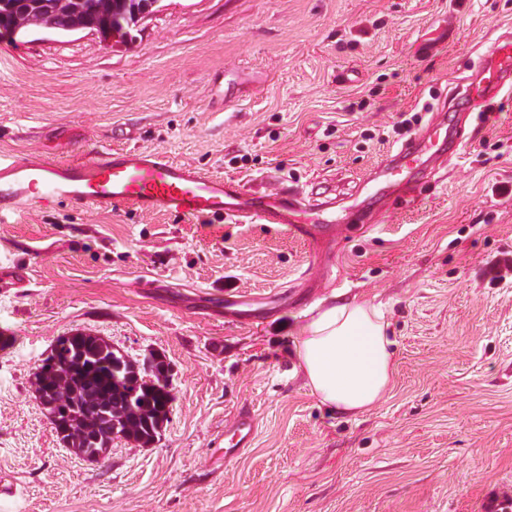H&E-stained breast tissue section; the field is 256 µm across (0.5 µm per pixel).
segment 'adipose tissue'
I'll return each mask as SVG.
<instances>
[{
    "label": "adipose tissue",
    "instance_id": "ef3b65f1",
    "mask_svg": "<svg viewBox=\"0 0 512 512\" xmlns=\"http://www.w3.org/2000/svg\"><path fill=\"white\" fill-rule=\"evenodd\" d=\"M386 329L379 308L356 301L318 308L299 329L294 354L321 405L359 415L382 400L394 373Z\"/></svg>",
    "mask_w": 512,
    "mask_h": 512
}]
</instances>
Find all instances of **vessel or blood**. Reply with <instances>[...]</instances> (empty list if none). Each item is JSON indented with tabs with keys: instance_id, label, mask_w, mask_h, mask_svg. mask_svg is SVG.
I'll return each instance as SVG.
<instances>
[{
	"instance_id": "b4317fda",
	"label": "vessel or blood",
	"mask_w": 512,
	"mask_h": 512,
	"mask_svg": "<svg viewBox=\"0 0 512 512\" xmlns=\"http://www.w3.org/2000/svg\"><path fill=\"white\" fill-rule=\"evenodd\" d=\"M456 89L473 108L501 91L512 93V36L497 37ZM448 130L429 126L415 142L403 145L373 179L376 200L390 198L396 187L411 189L429 163L445 155ZM61 204L78 208H135L145 213L173 212L186 217L214 215L235 223L280 224L295 237L314 241L336 232L335 208L310 206L293 190L255 194L241 182L212 176L168 159L158 151L137 148L93 150L87 159L49 162L31 156L0 155V216L21 210H49ZM257 432L255 418L239 412L224 449L232 461L249 448Z\"/></svg>"
}]
</instances>
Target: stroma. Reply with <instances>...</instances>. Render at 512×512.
<instances>
[{
    "instance_id": "35a3bbf8",
    "label": "stroma",
    "mask_w": 512,
    "mask_h": 512,
    "mask_svg": "<svg viewBox=\"0 0 512 512\" xmlns=\"http://www.w3.org/2000/svg\"><path fill=\"white\" fill-rule=\"evenodd\" d=\"M512 0H161L128 42L38 26L0 48V154L163 152L249 190L359 203L488 43ZM466 117L459 155L370 229L307 242L278 224L60 205L0 222V512H485L512 497V99ZM236 304L228 308L225 298ZM381 309L396 369L357 416L311 394L293 355L315 307ZM84 331L168 363L154 444L64 448L32 387ZM255 441L221 459L234 416Z\"/></svg>"
}]
</instances>
